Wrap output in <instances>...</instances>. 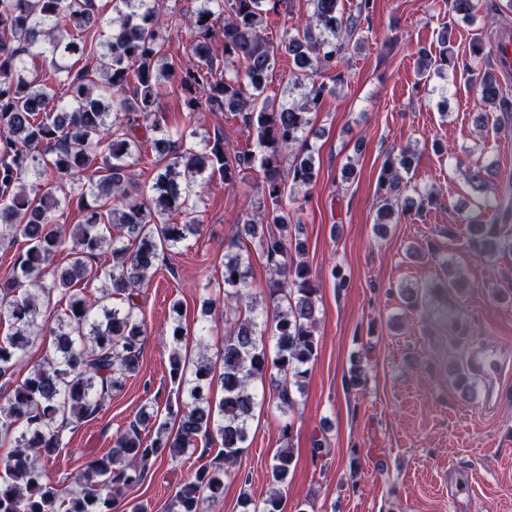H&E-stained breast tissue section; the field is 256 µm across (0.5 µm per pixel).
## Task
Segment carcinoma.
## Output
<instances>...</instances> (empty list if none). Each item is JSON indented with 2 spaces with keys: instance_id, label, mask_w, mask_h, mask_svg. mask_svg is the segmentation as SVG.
<instances>
[{
  "instance_id": "obj_1",
  "label": "carcinoma",
  "mask_w": 512,
  "mask_h": 512,
  "mask_svg": "<svg viewBox=\"0 0 512 512\" xmlns=\"http://www.w3.org/2000/svg\"><path fill=\"white\" fill-rule=\"evenodd\" d=\"M308 23L274 42L263 28L265 13L280 14L284 0H200L191 12L165 7L166 0H111L113 15L98 0H0V240L22 237L26 251L0 279V300L8 332L0 336V440L13 452L0 459V512H147L142 503L123 502L120 489L145 478L165 457L175 458L202 438L218 442L224 463L204 465L176 490L168 512H207L224 490V477L248 439V423L258 406L253 382L269 381L272 403L283 414L302 392L307 365L318 351L317 293L302 260L307 242L302 227L288 223V203L313 185L318 170L308 141V115L317 110L326 85L321 71L346 60L363 42L362 18L374 0H358L356 12L340 11L341 0H309ZM112 27L105 52L95 54V31ZM185 37L194 61L158 69L162 32ZM439 56L422 66L438 75L462 67L475 75L483 102L507 105V89L476 67L486 55L480 41L460 65L448 51V32ZM86 54L94 64L63 67L57 56ZM292 61L299 101L277 107L262 98L276 60ZM48 62L31 76L28 59ZM100 82L90 78L92 71ZM184 92L187 118L199 112L229 111L256 133L258 153L238 150L215 135L199 150L186 137L160 138L161 80ZM252 93H247V90ZM157 154L153 194L146 198L131 178V167L146 143ZM412 154L400 152L382 167L378 216L433 203L421 195L402 197L401 171ZM259 164L263 172V223L247 219L238 236L249 239L277 276L269 296L272 317L258 321V300L245 275L246 257L224 255V352L222 372L207 359L187 373L179 352L169 360L177 408L173 427L147 410L113 438L108 453L85 464L75 479L79 489L43 478L39 463L64 447V425L92 419L112 391L139 369L146 327L139 298L165 252L183 244L200 224L196 187L214 176L233 187L240 174ZM81 223L70 231L55 219L71 198L79 176ZM490 223L465 218L476 251L488 260L512 254V237L498 225L512 222V197L494 205ZM179 216L183 222H172ZM278 231L267 232L264 224ZM67 252V264H54ZM59 292L66 307L42 318L41 305ZM54 337L53 356L13 381L14 366L38 336ZM224 396L209 397L213 378ZM66 424L58 423V419ZM152 425L145 438L140 427ZM295 456L276 453L269 467L274 489L254 512H284L276 486L285 482Z\"/></svg>"
}]
</instances>
